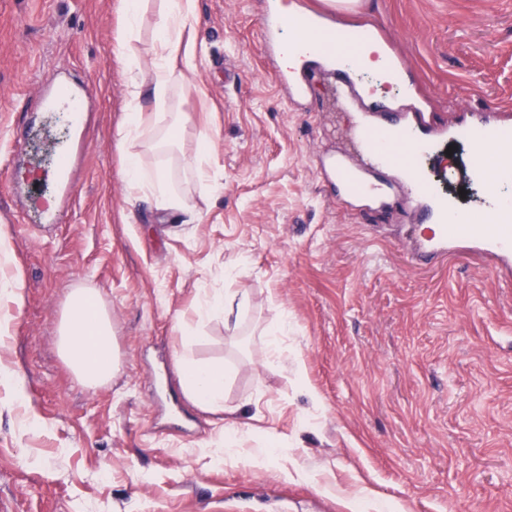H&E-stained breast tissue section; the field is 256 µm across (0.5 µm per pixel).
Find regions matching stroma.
<instances>
[{"label":"stroma","instance_id":"35a3bbf8","mask_svg":"<svg viewBox=\"0 0 512 512\" xmlns=\"http://www.w3.org/2000/svg\"><path fill=\"white\" fill-rule=\"evenodd\" d=\"M261 0H197L206 60L181 133L213 139L217 191L183 187L197 224L159 222L130 205L116 129L125 78L112 53L120 0H0V187L8 182L21 101L55 69L87 79L88 150L79 195L54 224L0 201L9 258L0 279L21 304L0 364V512H512V280L473 255L423 264L402 240L417 213L397 195L364 213L336 202L316 152L354 123L323 125L328 87L309 108L280 91L257 23ZM291 9L372 28L407 63L418 98L451 121L469 105L512 116V0H290ZM71 116L50 112L27 175L54 203L51 169ZM469 147L437 141L417 158L457 208L480 206ZM100 294L117 368L84 386L59 354L70 289ZM247 289L239 339L200 319L204 293ZM287 320L276 358L262 330ZM223 364L224 410L184 400L177 359ZM233 409L241 453L224 452ZM41 420L22 429L23 417ZM288 454L254 455L265 436Z\"/></svg>","mask_w":512,"mask_h":512}]
</instances>
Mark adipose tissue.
I'll use <instances>...</instances> for the list:
<instances>
[{
    "instance_id": "ef3b65f1",
    "label": "adipose tissue",
    "mask_w": 512,
    "mask_h": 512,
    "mask_svg": "<svg viewBox=\"0 0 512 512\" xmlns=\"http://www.w3.org/2000/svg\"><path fill=\"white\" fill-rule=\"evenodd\" d=\"M153 37L143 43L145 22ZM197 0H122L113 33V53L123 66L126 85L125 118L117 129L124 176L130 198L144 202L160 219L183 216L200 221L185 191L171 180L173 170L192 172L207 190L219 187L205 166L211 149L209 135H200L194 154L178 150L187 117L178 101L197 89L204 51L195 36ZM59 350L87 387L109 381L117 355L112 343V318L98 293L76 288L69 294L59 327ZM181 385L188 400L218 411L224 407V367L190 355L178 361Z\"/></svg>"
}]
</instances>
